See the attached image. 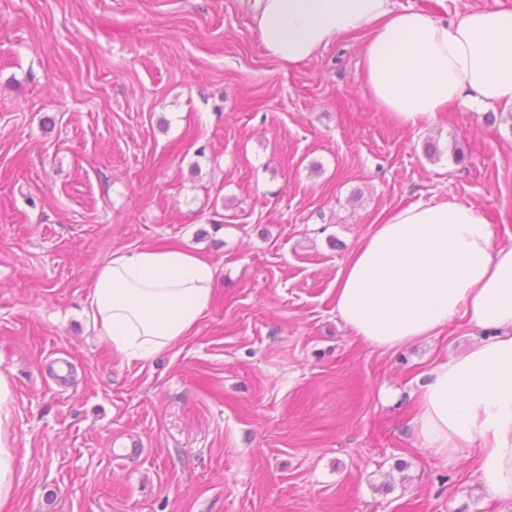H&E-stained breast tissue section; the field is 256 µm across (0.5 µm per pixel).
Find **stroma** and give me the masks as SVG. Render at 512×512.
<instances>
[{
	"mask_svg": "<svg viewBox=\"0 0 512 512\" xmlns=\"http://www.w3.org/2000/svg\"><path fill=\"white\" fill-rule=\"evenodd\" d=\"M365 37L288 64L248 0H0V512H512L411 426L419 376L476 329L384 351L336 314L340 269L397 209L472 205L512 244V112L397 126ZM145 246L217 267L194 334L147 363L87 314L97 268ZM131 433L143 454L113 462ZM13 392L8 380L0 376V505L7 502L15 489V452L10 432V405Z\"/></svg>",
	"mask_w": 512,
	"mask_h": 512,
	"instance_id": "obj_1",
	"label": "stroma"
}]
</instances>
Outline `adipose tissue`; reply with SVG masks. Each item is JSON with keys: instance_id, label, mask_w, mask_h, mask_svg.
I'll return each mask as SVG.
<instances>
[{"instance_id": "obj_1", "label": "adipose tissue", "mask_w": 512, "mask_h": 512, "mask_svg": "<svg viewBox=\"0 0 512 512\" xmlns=\"http://www.w3.org/2000/svg\"><path fill=\"white\" fill-rule=\"evenodd\" d=\"M257 4L264 50L291 64L367 29L365 87L399 126H430L455 102L512 111V6L477 8L448 23L394 0ZM214 273L209 259L178 248L118 251L95 274L88 315L114 353L150 362L193 334ZM336 314L353 336L384 350L430 339L460 315L482 330L427 372L413 430L442 458L476 460L486 490L512 499V245L497 244L483 213L445 200L396 210L339 271ZM12 400L0 376V504L15 489Z\"/></svg>"}]
</instances>
